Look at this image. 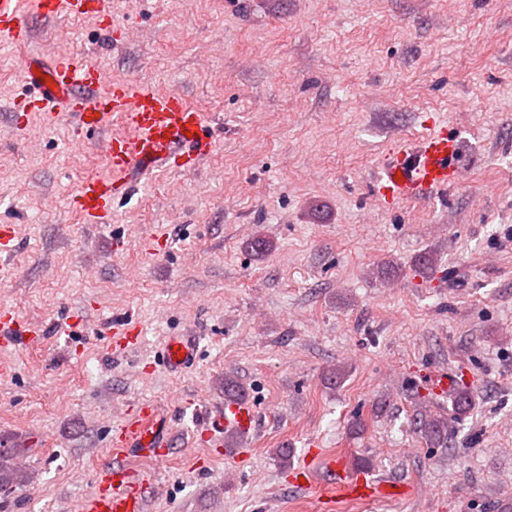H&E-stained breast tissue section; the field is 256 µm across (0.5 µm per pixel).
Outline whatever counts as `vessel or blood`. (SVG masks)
<instances>
[{
	"mask_svg": "<svg viewBox=\"0 0 512 512\" xmlns=\"http://www.w3.org/2000/svg\"><path fill=\"white\" fill-rule=\"evenodd\" d=\"M59 19L82 14L100 17L111 25V13L103 11L101 0H0V46L19 48L28 44L31 31L26 15ZM25 80L32 95L16 106L15 129H22L29 113H39L46 125L60 117L74 122L82 134L105 135L111 177H92L77 186L73 203L85 223L112 221V202L124 196L138 177L157 169L196 171L214 145L211 128L179 91H156L149 86L125 80H110L98 63L87 54H65L43 59H25ZM126 131L109 135L112 122ZM459 142L447 128L431 129L419 139L399 142L383 160L374 181L379 196L390 203H411L442 196L461 181L458 164ZM39 329L24 326L6 308L0 309V338L35 336ZM112 349L124 353L134 348L140 329L132 323L115 325L111 331ZM196 353L193 338L167 340L162 360L171 370H181ZM256 424L255 409L246 400L225 404L210 415L209 430L247 432ZM172 432L153 403L134 409L110 435L109 453L113 464L100 467L94 489L80 505V512H143L145 487L142 479L123 465V457L164 460L171 449ZM326 478L307 469L301 476L305 485L317 488L329 502L340 499L370 500L386 494V482L366 477L348 468L344 458L325 460Z\"/></svg>",
	"mask_w": 512,
	"mask_h": 512,
	"instance_id": "obj_1",
	"label": "vessel or blood"
}]
</instances>
